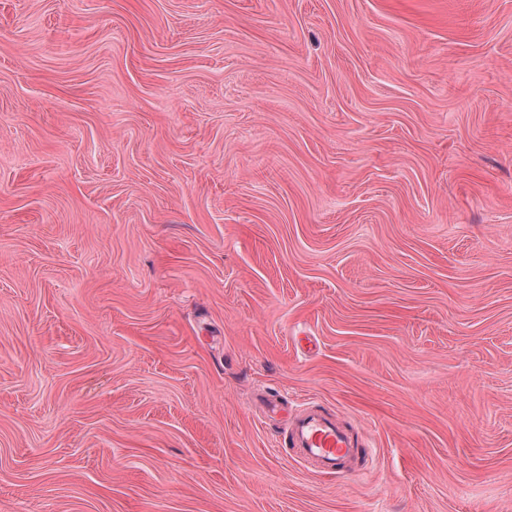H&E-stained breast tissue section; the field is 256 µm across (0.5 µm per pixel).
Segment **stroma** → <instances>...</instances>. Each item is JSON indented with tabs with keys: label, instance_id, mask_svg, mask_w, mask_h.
<instances>
[{
	"label": "stroma",
	"instance_id": "35a3bbf8",
	"mask_svg": "<svg viewBox=\"0 0 512 512\" xmlns=\"http://www.w3.org/2000/svg\"><path fill=\"white\" fill-rule=\"evenodd\" d=\"M0 512H512V0H0ZM287 428L290 454L320 474H334L347 467L360 470L355 463L366 455V448L337 424L334 415L308 406L288 419Z\"/></svg>",
	"mask_w": 512,
	"mask_h": 512
}]
</instances>
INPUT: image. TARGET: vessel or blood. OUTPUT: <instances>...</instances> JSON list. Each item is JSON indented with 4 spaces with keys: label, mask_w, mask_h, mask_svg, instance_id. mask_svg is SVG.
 I'll return each instance as SVG.
<instances>
[{
    "label": "vessel or blood",
    "mask_w": 512,
    "mask_h": 512,
    "mask_svg": "<svg viewBox=\"0 0 512 512\" xmlns=\"http://www.w3.org/2000/svg\"><path fill=\"white\" fill-rule=\"evenodd\" d=\"M293 456L323 475L354 467L366 450L341 428L334 415L308 406L287 421Z\"/></svg>",
    "instance_id": "vessel-or-blood-1"
}]
</instances>
